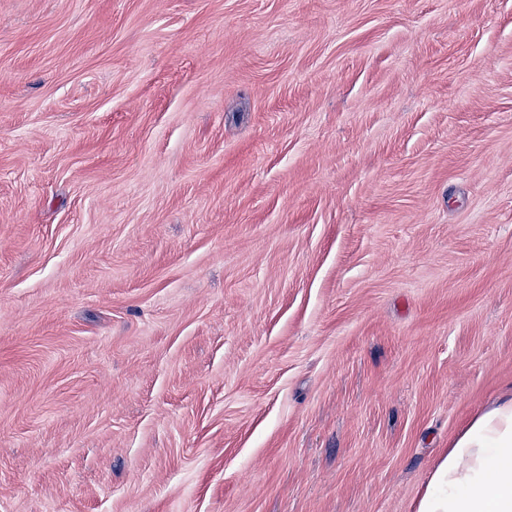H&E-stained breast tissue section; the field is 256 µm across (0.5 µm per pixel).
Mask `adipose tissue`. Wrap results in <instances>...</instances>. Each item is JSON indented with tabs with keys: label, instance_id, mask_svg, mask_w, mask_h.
I'll use <instances>...</instances> for the list:
<instances>
[{
	"label": "adipose tissue",
	"instance_id": "1",
	"mask_svg": "<svg viewBox=\"0 0 512 512\" xmlns=\"http://www.w3.org/2000/svg\"><path fill=\"white\" fill-rule=\"evenodd\" d=\"M416 512H512V395L497 399L454 438Z\"/></svg>",
	"mask_w": 512,
	"mask_h": 512
}]
</instances>
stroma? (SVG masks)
<instances>
[{"mask_svg": "<svg viewBox=\"0 0 512 512\" xmlns=\"http://www.w3.org/2000/svg\"><path fill=\"white\" fill-rule=\"evenodd\" d=\"M512 388V0H0V512H414Z\"/></svg>", "mask_w": 512, "mask_h": 512, "instance_id": "stroma-1", "label": "stroma"}]
</instances>
